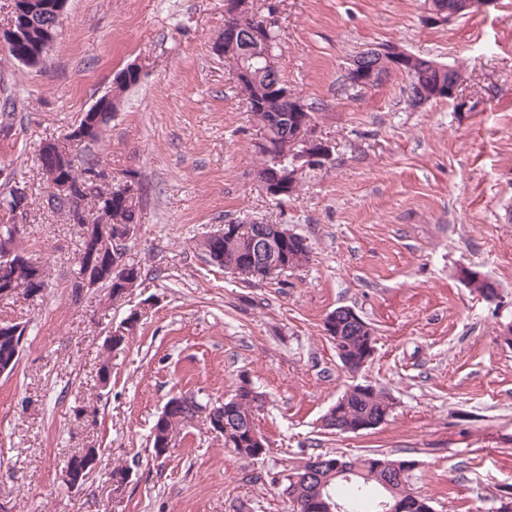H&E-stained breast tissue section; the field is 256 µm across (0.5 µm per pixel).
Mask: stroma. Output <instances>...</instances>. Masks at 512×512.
Listing matches in <instances>:
<instances>
[{
	"label": "stroma",
	"instance_id": "35a3bbf8",
	"mask_svg": "<svg viewBox=\"0 0 512 512\" xmlns=\"http://www.w3.org/2000/svg\"><path fill=\"white\" fill-rule=\"evenodd\" d=\"M280 35V77L317 110L333 145L288 201L264 191L260 136L223 56L224 0H68L43 62L0 47V101L19 122L0 134V167L29 188L27 246L48 272L36 301L0 300V323L24 322L16 369L0 374V502L14 512H291L288 468L317 454L378 450L415 461L412 488L435 512H496L512 487V0L444 25L423 0H246ZM397 44L459 69L468 109L407 104L405 76L363 91L345 86L352 60ZM139 66L90 154L114 178L137 173L145 192L128 258L139 288L120 302L75 300L78 228L53 213L39 143L61 137ZM284 224L308 262L245 281L209 263L196 243L224 224ZM486 275L493 299L459 271ZM348 305L376 333L371 361L342 367L324 333ZM143 314L112 353L97 388L103 341ZM248 377L263 395L256 428L269 451L238 459L202 422L164 457L150 444L167 400L221 401ZM369 383L394 402L387 421L357 434L322 430L344 391ZM100 449L79 490L58 480L84 448ZM131 468L113 493L114 463Z\"/></svg>",
	"mask_w": 512,
	"mask_h": 512
}]
</instances>
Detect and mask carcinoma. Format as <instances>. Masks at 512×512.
<instances>
[{
  "label": "carcinoma",
  "instance_id": "cac0c4a2",
  "mask_svg": "<svg viewBox=\"0 0 512 512\" xmlns=\"http://www.w3.org/2000/svg\"><path fill=\"white\" fill-rule=\"evenodd\" d=\"M34 7L35 19L25 26L24 42L20 51L29 58L28 66L34 67L43 61L44 54L49 48V43L57 35L58 25L55 20L58 15L52 9L43 10L40 5L49 3L51 0H15L13 12H18L22 2ZM224 57L234 63L245 62L252 67V78L248 87V112L254 122L263 130L265 137V149L257 152L258 170L265 171L275 169L282 173V179L288 180V160L282 155L286 139L283 137L277 118L287 115L294 117L292 99L284 95L285 84L280 79L279 70L265 65L262 62L245 61L241 44L234 46L228 44L222 46ZM408 80L407 97L409 103H414L418 88L431 89L438 84L448 85V79L460 77V71H448V66L434 67L430 60L418 57L410 69L404 71ZM139 81V75L130 74L122 81L113 86L112 97L105 101L99 111L97 128L90 138L84 141L88 147L102 139L106 128L112 120V112L116 110L121 94L131 85ZM98 167L93 159L83 161L81 165L65 160L64 167L60 173L75 184L82 181V175ZM135 184L142 188L139 178L130 173L125 178L118 180L109 188L103 198L94 204L96 208V224L103 229L111 230L112 233L119 231H136L139 213L143 205V192L133 193L128 190V185ZM51 206L54 210L64 214L67 223H72L73 213L77 212L86 195L81 190H76L69 200L50 195ZM15 210L14 186L0 182V259L10 264L12 276V288L16 291L15 297L24 300H35L43 296L48 288V273L42 265L33 258L31 252L25 246V234L15 232L12 220ZM224 238L220 241H212L202 238L199 241V249L207 257L208 261L218 267L224 266V261L235 258L240 260L247 257L249 244L250 226L237 224L235 227H224ZM129 274L121 282H104L100 285L105 295L112 296V300L120 301L130 294L132 289L140 287L142 283L141 267L133 262L128 263ZM127 326L118 325L112 332V347H103L100 367L97 372L98 383L105 389L111 382V359L112 349L121 347L127 335L134 331V325L138 322V314H132ZM368 338L361 333V330L350 329L342 333L341 340L336 348L341 350L340 358L358 363L366 354ZM23 346L19 341L13 340L11 336L0 335V368L11 365L8 372H13L21 357ZM232 398L234 403L218 404L212 409L225 411L224 419L228 428L220 432L224 437V447L241 459H252L253 444L249 443L245 435L236 434V427L233 422L238 421L245 427H256L255 412L262 406V394L250 385V380L240 378V385L237 386ZM345 400V407L341 408V414H336V409L330 408L322 417L323 428L334 431L336 426H354L362 421L366 415L389 417L393 410V400L386 393L371 389L359 390L353 386L350 391L342 395ZM180 402L179 409L171 415L167 427L161 426L160 420H155L151 428L150 438L155 456L160 458L166 455L167 429L176 430L178 426H184L194 419L196 414L204 409L203 405L194 394H179L168 399V402ZM326 469L321 473L322 477L335 469L338 463L350 467L352 474L350 479L344 480L337 477L331 480L329 486L323 493L331 494L333 499L344 505L346 512H381L380 502L387 497H399L407 503L405 512H434L430 500L421 496L410 488L409 472L411 467L405 459H397L383 452L374 453L369 457L348 458L344 455L330 456L323 455ZM378 459L388 460L392 463H400L402 475L398 476L389 473L386 480L392 486V491L385 490L380 483L383 473L374 468V461ZM130 469L124 464L117 463L112 466L110 472L112 478V491L118 493L126 485L127 475ZM320 481L316 480L300 486L297 498L291 500L293 512H321L318 508L316 498Z\"/></svg>",
  "mask_w": 512,
  "mask_h": 512
}]
</instances>
